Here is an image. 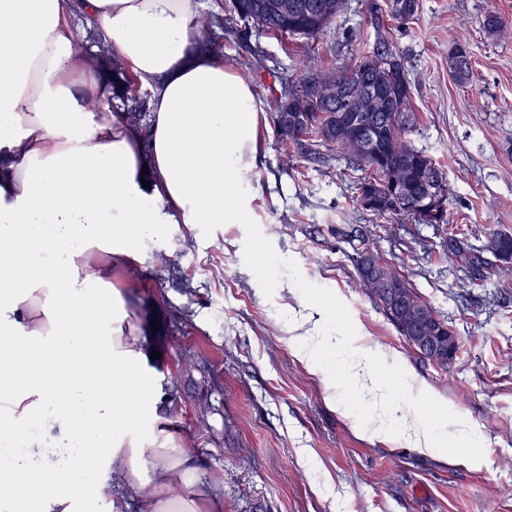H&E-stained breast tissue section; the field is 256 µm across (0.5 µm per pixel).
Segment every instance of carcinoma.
I'll list each match as a JSON object with an SVG mask.
<instances>
[{
    "label": "carcinoma",
    "mask_w": 512,
    "mask_h": 512,
    "mask_svg": "<svg viewBox=\"0 0 512 512\" xmlns=\"http://www.w3.org/2000/svg\"><path fill=\"white\" fill-rule=\"evenodd\" d=\"M284 1L288 2L286 12L281 9ZM345 8L346 0H228L229 12L245 29L257 27L277 37L313 39ZM385 11L395 19L409 20L418 11V0H385L383 9L375 2L369 6L368 22L375 28L376 39L363 58L387 61L388 67L362 71L355 62L313 72L297 84H288L284 94L274 99L272 120L282 139L306 162L323 159L322 148L355 160L363 171L356 190L372 198V214L409 216L419 224H445L449 194L447 175L408 137L414 124L412 87L404 61L384 27ZM482 27L488 35L495 36L508 31L512 25L492 10L484 14ZM79 40L96 47L90 55L93 66L112 76L109 82L112 96L105 103L127 121L146 127L147 101L132 92L138 79L124 71L94 29H87ZM448 71L457 84L470 83L473 67L467 45L458 42L449 52ZM379 86L385 87L391 98H380L371 110L358 112V101ZM370 136L375 137V152L366 154L357 143ZM390 194L401 200L399 206L391 205ZM435 196L439 197L437 207L432 205ZM337 235L353 246L361 284L401 336L406 339L433 336L438 341L448 335V322L391 265H386L384 270V275L393 283L391 288H376L364 277L361 259L373 249L363 227L347 225L338 229ZM446 249L464 258L470 281L476 284L494 273L493 265L483 252H491L505 265L512 263V234L495 232L479 250L465 246L450 235Z\"/></svg>",
    "instance_id": "carcinoma-1"
}]
</instances>
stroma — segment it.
Listing matches in <instances>:
<instances>
[{"instance_id": "35a3bbf8", "label": "stroma", "mask_w": 512, "mask_h": 512, "mask_svg": "<svg viewBox=\"0 0 512 512\" xmlns=\"http://www.w3.org/2000/svg\"><path fill=\"white\" fill-rule=\"evenodd\" d=\"M367 3L349 0L313 40L242 38L229 19L215 43L267 111L288 81L373 44ZM490 9L512 21V0H419L412 21L390 25L413 90L411 137L447 173L446 224L361 209L360 170L298 164L270 125L252 223L168 225L123 272L130 313L161 327L146 345L159 353L148 369L167 430L218 482L223 512H512V267L473 285L443 246L451 234L479 247L512 233V36L484 33ZM459 41L473 65L463 87L448 73ZM346 224L369 226L372 248L453 325L460 349L448 372L420 361L361 288L336 235ZM307 316L329 338L318 373L288 341L290 318ZM360 346L420 423L473 427L479 463L421 455L396 428L360 432L374 417L347 378Z\"/></svg>"}]
</instances>
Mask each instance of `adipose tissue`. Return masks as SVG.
I'll use <instances>...</instances> for the list:
<instances>
[{
	"label": "adipose tissue",
	"mask_w": 512,
	"mask_h": 512,
	"mask_svg": "<svg viewBox=\"0 0 512 512\" xmlns=\"http://www.w3.org/2000/svg\"><path fill=\"white\" fill-rule=\"evenodd\" d=\"M201 0H0V512H222L171 435L113 269L170 224H247L262 147L253 87L201 48ZM97 26L151 86L147 129L98 100ZM81 251H74V244ZM384 420L447 459L443 430L378 385Z\"/></svg>",
	"instance_id": "1"
}]
</instances>
